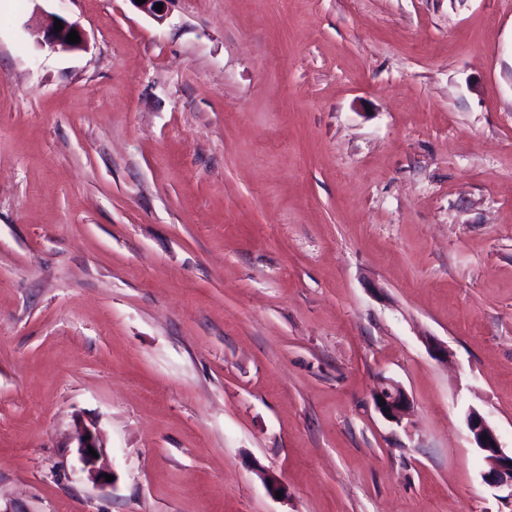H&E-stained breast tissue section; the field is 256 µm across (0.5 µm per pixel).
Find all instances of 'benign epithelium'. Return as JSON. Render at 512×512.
I'll list each match as a JSON object with an SVG mask.
<instances>
[{"instance_id":"benign-epithelium-1","label":"benign epithelium","mask_w":512,"mask_h":512,"mask_svg":"<svg viewBox=\"0 0 512 512\" xmlns=\"http://www.w3.org/2000/svg\"><path fill=\"white\" fill-rule=\"evenodd\" d=\"M136 8L146 15L159 21L163 20L168 9L170 0H145V3L138 4L131 0ZM163 4L162 10L155 9V5ZM63 29L54 32L55 21L51 20L36 28L37 44L47 46L54 51L68 52L81 49L86 45V35L76 22L60 18ZM77 31L80 41L77 43L67 42V36L71 31ZM375 408L383 417L394 423L401 422L411 409V402L404 389L393 381L385 380L375 391L373 396ZM385 406H380V403ZM466 426L470 440L475 444L480 453L484 456L488 469L483 474L485 482L507 490L504 499L512 503V454L508 455L503 451L496 430L490 425L487 419L478 411L471 409L466 415ZM93 448L97 454H102L101 446L98 444L96 435L84 429L78 438V454L84 469L89 477L99 483L106 482L107 470L99 465V459L88 454V448Z\"/></svg>"}]
</instances>
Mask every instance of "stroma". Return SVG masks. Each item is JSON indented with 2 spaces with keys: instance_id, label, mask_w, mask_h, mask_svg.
<instances>
[{
  "instance_id": "35a3bbf8",
  "label": "stroma",
  "mask_w": 512,
  "mask_h": 512,
  "mask_svg": "<svg viewBox=\"0 0 512 512\" xmlns=\"http://www.w3.org/2000/svg\"><path fill=\"white\" fill-rule=\"evenodd\" d=\"M471 408L511 449L512 0H0V512H512ZM55 19L62 21L63 29L58 33L54 32ZM71 30H76L80 36L79 43H68L67 36ZM37 44L41 47L48 46L51 50L68 52L81 49L86 45V35L78 23L71 22L63 17H55L45 24H40L36 28ZM373 401L377 411L388 421L401 423L411 409V402L404 389L390 380H383L375 391ZM379 402H385L380 406ZM387 409V413H384ZM88 447H92L97 452L98 458L88 454ZM77 448L80 461L88 472L89 477L99 483H106L105 474H110V472L99 465V461L102 458V447L98 444L96 435L91 430H82L79 434Z\"/></svg>"
}]
</instances>
